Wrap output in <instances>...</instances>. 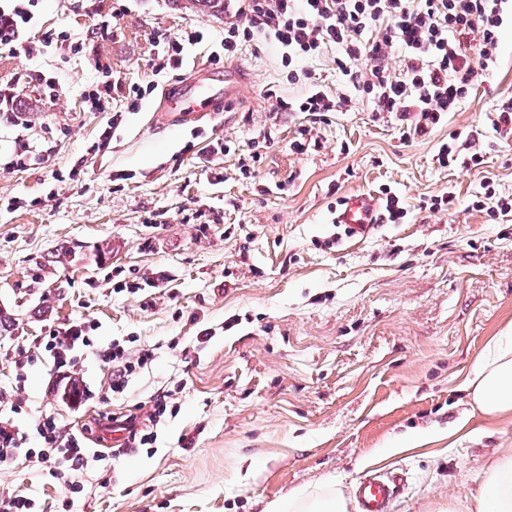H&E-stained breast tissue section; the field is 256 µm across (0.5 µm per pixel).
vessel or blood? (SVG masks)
I'll return each mask as SVG.
<instances>
[{"label":"vessel or blood","mask_w":512,"mask_h":512,"mask_svg":"<svg viewBox=\"0 0 512 512\" xmlns=\"http://www.w3.org/2000/svg\"><path fill=\"white\" fill-rule=\"evenodd\" d=\"M251 80V74L235 62L225 64L224 82L220 85L208 82L206 74L198 71L179 91H163L158 110L173 122L185 117L202 121L215 112L218 100L239 98ZM381 210L382 206L377 199L365 194L355 195L337 213L335 221L345 225L349 237L362 240L377 229L381 222ZM403 483V475L394 472L372 474L359 479L353 486L359 512H392V503Z\"/></svg>","instance_id":"b4317fda"}]
</instances>
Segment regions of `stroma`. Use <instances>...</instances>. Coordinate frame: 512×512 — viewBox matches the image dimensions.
I'll use <instances>...</instances> for the list:
<instances>
[{
  "instance_id": "obj_1",
  "label": "stroma",
  "mask_w": 512,
  "mask_h": 512,
  "mask_svg": "<svg viewBox=\"0 0 512 512\" xmlns=\"http://www.w3.org/2000/svg\"><path fill=\"white\" fill-rule=\"evenodd\" d=\"M33 2L36 33L66 31L84 50H0V88L21 93L0 114V388L39 336L85 320L101 340L153 348L109 410L166 391L176 414L157 425L152 452L95 463L78 494L60 495L49 465L0 464V498L28 496L37 512H263L304 487L350 495L385 470L406 478L393 512H448L477 492L481 467L512 448V415L478 412L465 389L479 353L512 329V222L472 208L488 178L512 199V131L488 120L512 105V24L495 70L413 139L374 118L332 48L298 67L352 97L350 109L271 113L272 96L311 85L289 81L280 47L259 35L235 56L254 76L243 105L204 126L155 123L163 90L221 52L224 16L170 0ZM104 17L108 35L87 40ZM191 31L204 39L182 66L157 70L168 41ZM107 78L112 96L91 110L86 95ZM219 139L230 151L218 184ZM449 141L462 161L444 168ZM24 147L43 160L9 168ZM474 153L476 168L465 163ZM385 190L406 222L349 242L331 222L337 202ZM449 193L453 204L434 208ZM26 374L27 411L54 407L50 357Z\"/></svg>"
}]
</instances>
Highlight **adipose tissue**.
<instances>
[{
    "instance_id": "obj_1",
    "label": "adipose tissue",
    "mask_w": 512,
    "mask_h": 512,
    "mask_svg": "<svg viewBox=\"0 0 512 512\" xmlns=\"http://www.w3.org/2000/svg\"><path fill=\"white\" fill-rule=\"evenodd\" d=\"M473 407L487 415L512 413V331L490 343L475 360L467 382ZM475 512H512V448L485 467L473 495ZM264 512H347L343 495L330 497L310 488L268 503Z\"/></svg>"
}]
</instances>
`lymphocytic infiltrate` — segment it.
<instances>
[{
	"mask_svg": "<svg viewBox=\"0 0 512 512\" xmlns=\"http://www.w3.org/2000/svg\"><path fill=\"white\" fill-rule=\"evenodd\" d=\"M235 21L224 26V55L233 57L255 32L280 46L286 63L336 46V65L352 87L367 96L375 118L397 123L405 134L426 138L447 113L457 111L480 72L498 60L500 30L512 13V0H244ZM32 16L21 6H0V50L32 54L27 34ZM403 52L400 76H391L387 60ZM348 98L329 96L314 87L306 96L276 98V112H340ZM95 324L77 321L50 329L36 349L53 360L51 386L61 411L15 422L23 402L0 391V462L17 455L52 464L62 493L80 492V479L101 456L92 448L93 428H112L123 440L113 449L120 457L155 442L153 428L174 414L167 394L152 395L129 413H100L96 426L64 422L62 410L78 415L93 403L84 363L94 360L110 372L106 393H124L131 379L153 360L150 345L129 352L120 341L99 343Z\"/></svg>",
	"mask_w": 512,
	"mask_h": 512,
	"instance_id": "f902f5d3",
	"label": "lymphocytic infiltrate"
}]
</instances>
